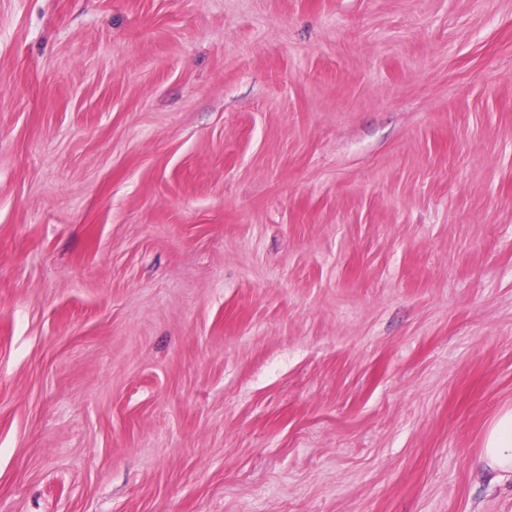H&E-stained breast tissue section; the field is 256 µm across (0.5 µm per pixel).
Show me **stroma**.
Returning a JSON list of instances; mask_svg holds the SVG:
<instances>
[{"mask_svg": "<svg viewBox=\"0 0 512 512\" xmlns=\"http://www.w3.org/2000/svg\"><path fill=\"white\" fill-rule=\"evenodd\" d=\"M512 0H0V512H512ZM481 461L494 472L512 474V409L500 415L490 427Z\"/></svg>", "mask_w": 512, "mask_h": 512, "instance_id": "35a3bbf8", "label": "stroma"}]
</instances>
